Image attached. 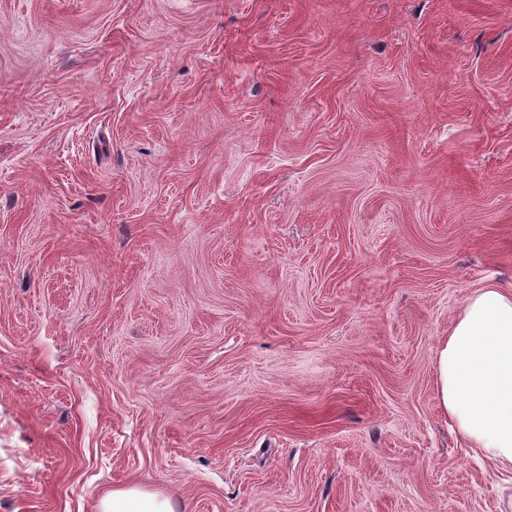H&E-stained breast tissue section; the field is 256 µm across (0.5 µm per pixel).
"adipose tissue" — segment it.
Listing matches in <instances>:
<instances>
[{"instance_id": "1", "label": "adipose tissue", "mask_w": 512, "mask_h": 512, "mask_svg": "<svg viewBox=\"0 0 512 512\" xmlns=\"http://www.w3.org/2000/svg\"><path fill=\"white\" fill-rule=\"evenodd\" d=\"M439 406L468 448L512 469V290L494 284L466 301L436 351ZM101 512H186L159 492L112 491Z\"/></svg>"}]
</instances>
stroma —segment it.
Wrapping results in <instances>:
<instances>
[{
	"label": "stroma",
	"instance_id": "1",
	"mask_svg": "<svg viewBox=\"0 0 512 512\" xmlns=\"http://www.w3.org/2000/svg\"><path fill=\"white\" fill-rule=\"evenodd\" d=\"M490 283L512 0H0V512H500ZM439 406L468 448L512 470V290L466 301L436 351ZM101 512H186L185 506L163 495L131 486L112 490L101 502Z\"/></svg>",
	"mask_w": 512,
	"mask_h": 512
}]
</instances>
